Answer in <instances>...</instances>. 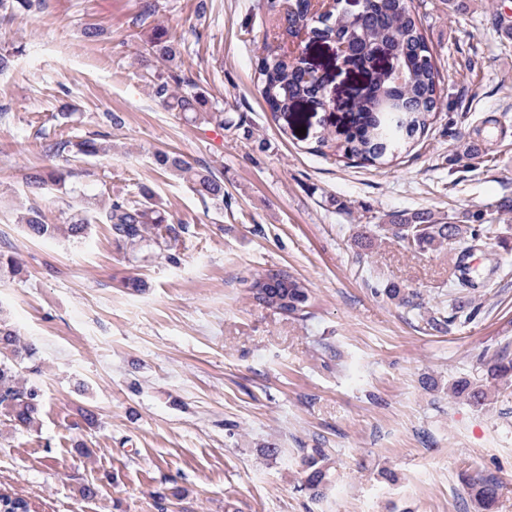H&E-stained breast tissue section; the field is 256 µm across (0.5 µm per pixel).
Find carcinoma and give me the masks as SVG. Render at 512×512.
Segmentation results:
<instances>
[{"mask_svg":"<svg viewBox=\"0 0 512 512\" xmlns=\"http://www.w3.org/2000/svg\"><path fill=\"white\" fill-rule=\"evenodd\" d=\"M46 0H0V18L28 15L45 6ZM304 38L310 42L333 40L347 44L352 51L354 66L363 65L376 52L385 53L397 61L399 70L374 73L369 85L353 103L350 126L343 132H323L316 138L315 151L325 148L333 154L362 166L386 165L393 162L402 150L424 135L433 123L441 105L440 73L433 51L426 41L413 0H361L358 7L348 0H334L330 10L318 14L310 0H292L285 9L273 34L263 38V53L257 59L255 80L260 95L273 118L293 111L299 101L312 106L322 105L319 86L300 67L302 60L291 59L282 52L280 42ZM180 54L176 36L167 28L157 26L144 47L142 61H156L163 71L153 76L152 93L165 108L181 112L186 120H204L225 130L239 129L242 121L217 110L209 97L198 88L176 64ZM74 146L83 155L96 156L107 152V146L96 138H86L76 144L59 140L50 149L58 155ZM155 163L162 169L192 174V190L202 200L218 210L224 208V180L212 171L194 169L183 156L166 151L154 154ZM67 174L55 168L32 167L26 175L30 192L41 193L51 186L66 187ZM115 240L135 244L149 240L170 262L168 254L184 226L167 222L162 205L155 193L141 185L137 193L111 201L105 212ZM20 223L33 239H47L64 231L74 240L86 237L91 220L79 213L66 224H50L42 211L31 209ZM383 233L415 252L437 251L453 241L459 246L460 259L497 237L498 229L483 211L468 212L463 217L437 215L427 210L398 211L387 215V221L375 225ZM459 275L448 292V302L436 305L435 316L429 319L431 328L457 326L473 321L480 307L460 300V294L488 284L478 283L470 267L458 264ZM253 301L264 308L282 314L306 317L310 293L305 284L285 270H267L251 274L244 280ZM376 292L397 302L401 307L420 308L421 296L395 285L376 289ZM35 348L21 339L5 321L0 319V412L11 425L30 429L38 421L43 398L34 386L21 380L17 359L32 357ZM512 375V360L503 353L491 364L486 377L460 380L450 388L451 397L463 398L471 405H488L486 383ZM304 486L313 495H323L329 483L327 457L314 448L303 457ZM499 485L492 475L481 476L469 484L471 498L478 512H492ZM0 512H31L27 500L0 494Z\"/></svg>","mask_w":512,"mask_h":512,"instance_id":"carcinoma-1","label":"carcinoma"}]
</instances>
